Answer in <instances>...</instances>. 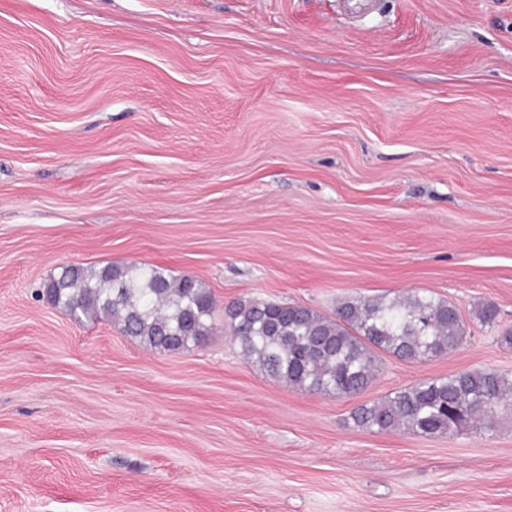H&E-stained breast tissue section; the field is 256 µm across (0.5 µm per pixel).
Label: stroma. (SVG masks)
<instances>
[{
  "label": "stroma",
  "instance_id": "stroma-1",
  "mask_svg": "<svg viewBox=\"0 0 512 512\" xmlns=\"http://www.w3.org/2000/svg\"><path fill=\"white\" fill-rule=\"evenodd\" d=\"M67 263L192 275L215 330L167 352L76 321L35 296ZM403 291L469 337L352 397L224 334L241 298ZM510 326L512 0H0V512H512V410L449 436L351 420L512 377Z\"/></svg>",
  "mask_w": 512,
  "mask_h": 512
}]
</instances>
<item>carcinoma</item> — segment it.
Returning a JSON list of instances; mask_svg holds the SVG:
<instances>
[{
  "label": "carcinoma",
  "instance_id": "carcinoma-1",
  "mask_svg": "<svg viewBox=\"0 0 512 512\" xmlns=\"http://www.w3.org/2000/svg\"><path fill=\"white\" fill-rule=\"evenodd\" d=\"M42 296L76 320H113L144 346L179 352L213 329L210 291L191 275L154 265L71 264L44 283ZM224 330L242 356L267 375L311 393L351 397L381 371L383 356L431 361L460 348L466 327L458 309L426 292L393 298H344L333 315L262 298L224 308ZM512 404V378L472 369L428 378L363 404L353 423L368 431L425 435L487 428Z\"/></svg>",
  "mask_w": 512,
  "mask_h": 512
}]
</instances>
